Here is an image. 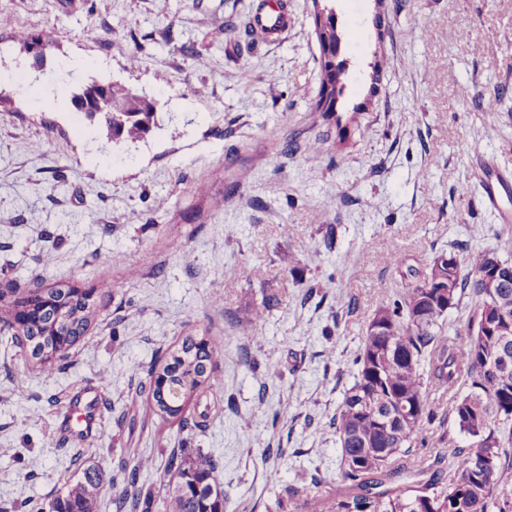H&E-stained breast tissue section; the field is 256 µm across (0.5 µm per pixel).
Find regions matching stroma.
<instances>
[{"label":"stroma","instance_id":"35a3bbf8","mask_svg":"<svg viewBox=\"0 0 512 512\" xmlns=\"http://www.w3.org/2000/svg\"><path fill=\"white\" fill-rule=\"evenodd\" d=\"M287 3L291 27L271 45L245 36L252 0H0V306L76 284L96 311L55 373L0 344V512H36L87 466L99 512H115L120 468L143 454L163 497L174 449L218 459L224 512H308L312 478L343 481L329 422L370 306L403 291L388 252L416 269L452 242L512 259V227L459 192L474 154L512 171V0H335L348 71L331 108L313 0ZM89 25L100 39L84 38ZM18 28L52 32L44 62ZM73 55L81 80L153 92L157 127L112 143L54 97L44 80L65 78ZM186 336L222 346L224 385L209 409L192 398L162 420L135 391ZM268 358L279 376L253 368ZM102 377L104 432L75 441L58 417ZM436 410L388 486L407 485L408 468L448 478L467 439L447 398Z\"/></svg>","mask_w":512,"mask_h":512}]
</instances>
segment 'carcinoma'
Instances as JSON below:
<instances>
[{
    "label": "carcinoma",
    "instance_id": "carcinoma-1",
    "mask_svg": "<svg viewBox=\"0 0 512 512\" xmlns=\"http://www.w3.org/2000/svg\"><path fill=\"white\" fill-rule=\"evenodd\" d=\"M16 41L36 45L42 54L54 46L47 35L37 40L30 33L14 32ZM109 101L136 114L124 127L107 129L109 138L137 141L156 121L157 101L145 90L119 82L107 84ZM414 278L400 300L376 305L363 331L354 360V383L343 395L336 413V441L341 448L343 480L360 490L340 488L336 496L312 497L315 509L329 512H512V501L500 497L505 464L512 455V262L492 252L459 249L443 252L421 269H408ZM476 302L469 332L460 342L443 335L439 320L464 297ZM78 327L88 326L91 304L77 297L68 311ZM31 326L10 339L28 348L34 331L50 328L47 313L32 312ZM220 348L201 336H188L181 347L160 360L167 376L166 388L148 386L152 411L163 419L176 418L184 404L172 389L189 387L203 397L218 389L221 380L213 362ZM468 385L461 395L456 387ZM448 390V411L469 442L455 456L452 475L442 486L435 479L417 487L382 492L391 459L410 450L421 427L435 412L428 386ZM409 407L407 415L386 430L378 416ZM151 461L139 459L125 473L123 491L112 500L115 512H143V472ZM167 467L177 474L162 501L163 512H224V489L218 484V461L210 454L172 452ZM101 488L99 474L91 469L66 494H57L37 512H97Z\"/></svg>",
    "mask_w": 512,
    "mask_h": 512
}]
</instances>
